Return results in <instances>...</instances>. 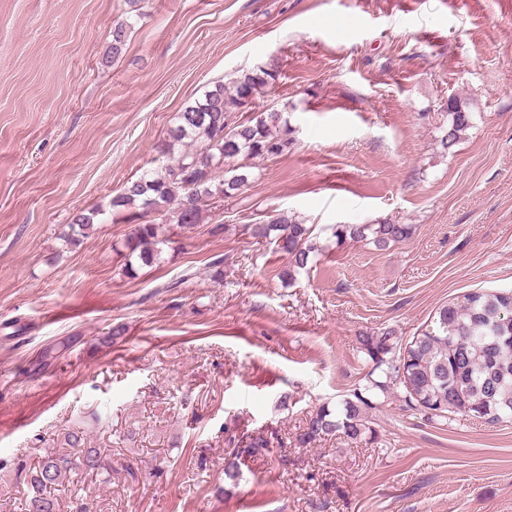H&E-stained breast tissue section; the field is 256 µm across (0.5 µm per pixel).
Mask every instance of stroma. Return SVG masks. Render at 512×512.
<instances>
[{
	"label": "stroma",
	"mask_w": 512,
	"mask_h": 512,
	"mask_svg": "<svg viewBox=\"0 0 512 512\" xmlns=\"http://www.w3.org/2000/svg\"><path fill=\"white\" fill-rule=\"evenodd\" d=\"M256 66L281 77L239 117L285 108L288 152L136 276L121 215L65 244L74 214L163 164L186 103ZM455 96L471 122L445 151ZM280 211L320 247L292 281L250 231ZM385 222L409 238L333 235ZM478 289L512 290V0H0V512H25L30 469L75 428L112 477L59 485L61 512H512V419L436 417L397 389L369 412L377 440L296 441L365 385L360 335L409 340ZM408 224H343L338 225L334 232L337 239L350 238L366 239L371 236L372 243L378 249H383L390 243L407 239L411 234Z\"/></svg>",
	"instance_id": "stroma-1"
}]
</instances>
